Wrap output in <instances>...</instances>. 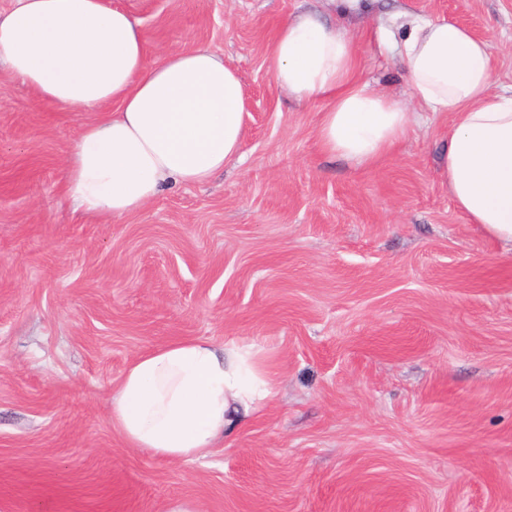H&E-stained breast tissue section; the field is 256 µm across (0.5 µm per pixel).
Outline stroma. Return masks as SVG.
Returning a JSON list of instances; mask_svg holds the SVG:
<instances>
[{
  "label": "stroma",
  "instance_id": "obj_1",
  "mask_svg": "<svg viewBox=\"0 0 512 512\" xmlns=\"http://www.w3.org/2000/svg\"><path fill=\"white\" fill-rule=\"evenodd\" d=\"M146 58L209 47L244 87L243 160L112 219L64 168L94 112L39 102L0 63V512H512V253L456 209L431 116L359 168L323 155L324 102L264 58L316 11L356 37L361 78L402 100L371 32L410 10L493 41L512 84V0H109ZM253 348L271 398L212 454L128 447L110 396L185 339Z\"/></svg>",
  "mask_w": 512,
  "mask_h": 512
}]
</instances>
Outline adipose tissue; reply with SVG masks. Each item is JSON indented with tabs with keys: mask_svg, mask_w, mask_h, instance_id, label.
<instances>
[{
	"mask_svg": "<svg viewBox=\"0 0 512 512\" xmlns=\"http://www.w3.org/2000/svg\"><path fill=\"white\" fill-rule=\"evenodd\" d=\"M373 35L396 51L419 111L363 82L355 38L316 12L281 24L264 64L288 97L325 101L321 150L360 167L391 154L423 112L451 113L441 177L467 222L512 248V86L496 78L491 41L453 20L407 12ZM1 56L62 110L117 103L80 131L65 167L66 194L85 213L131 214L166 187L205 183L240 158L237 73L206 47L147 63L139 25L106 0H17L0 17ZM271 391L249 350L180 340L133 360L112 392L110 419L131 447L203 458Z\"/></svg>",
	"mask_w": 512,
	"mask_h": 512,
	"instance_id": "1",
	"label": "adipose tissue"
}]
</instances>
